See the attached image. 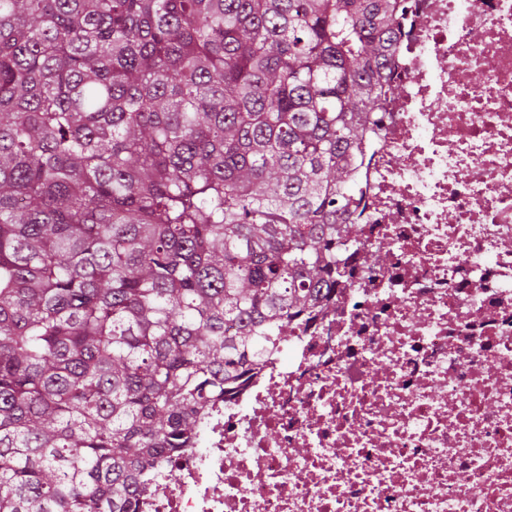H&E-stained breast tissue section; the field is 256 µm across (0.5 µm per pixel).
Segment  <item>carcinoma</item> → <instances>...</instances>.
Wrapping results in <instances>:
<instances>
[{
	"instance_id": "cac0c4a2",
	"label": "carcinoma",
	"mask_w": 512,
	"mask_h": 512,
	"mask_svg": "<svg viewBox=\"0 0 512 512\" xmlns=\"http://www.w3.org/2000/svg\"><path fill=\"white\" fill-rule=\"evenodd\" d=\"M402 0H0V512L151 473L370 267Z\"/></svg>"
}]
</instances>
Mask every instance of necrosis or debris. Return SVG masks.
Masks as SVG:
<instances>
[{
	"label": "necrosis or debris",
	"mask_w": 512,
	"mask_h": 512,
	"mask_svg": "<svg viewBox=\"0 0 512 512\" xmlns=\"http://www.w3.org/2000/svg\"><path fill=\"white\" fill-rule=\"evenodd\" d=\"M367 245L141 512H512V0H407Z\"/></svg>",
	"instance_id": "necrosis-or-debris-1"
}]
</instances>
